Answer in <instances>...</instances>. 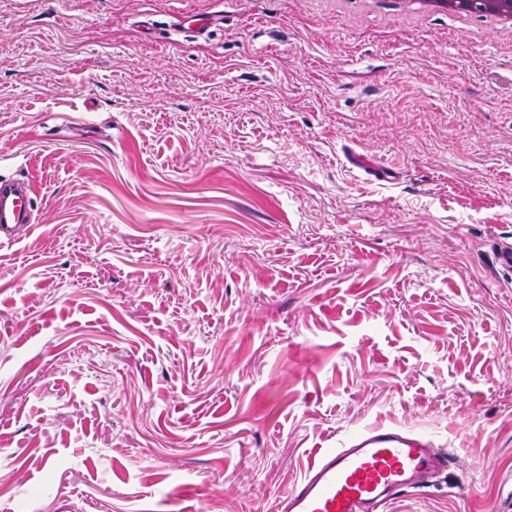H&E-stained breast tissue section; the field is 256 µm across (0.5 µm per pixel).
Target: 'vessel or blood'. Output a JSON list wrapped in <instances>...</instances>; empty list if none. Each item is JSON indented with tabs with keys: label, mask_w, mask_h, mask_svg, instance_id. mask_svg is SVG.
Masks as SVG:
<instances>
[{
	"label": "vessel or blood",
	"mask_w": 512,
	"mask_h": 512,
	"mask_svg": "<svg viewBox=\"0 0 512 512\" xmlns=\"http://www.w3.org/2000/svg\"><path fill=\"white\" fill-rule=\"evenodd\" d=\"M30 183L0 181V241L34 224ZM449 456L431 441L396 426H373L324 450L275 512H385L398 495L423 488Z\"/></svg>",
	"instance_id": "vessel-or-blood-1"
}]
</instances>
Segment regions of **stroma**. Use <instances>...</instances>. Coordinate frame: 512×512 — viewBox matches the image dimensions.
I'll use <instances>...</instances> for the list:
<instances>
[{
    "label": "stroma",
    "mask_w": 512,
    "mask_h": 512,
    "mask_svg": "<svg viewBox=\"0 0 512 512\" xmlns=\"http://www.w3.org/2000/svg\"><path fill=\"white\" fill-rule=\"evenodd\" d=\"M0 178L36 200L0 247V512H271L378 425L455 458L389 512H512L507 33L0 0Z\"/></svg>",
    "instance_id": "1"
}]
</instances>
